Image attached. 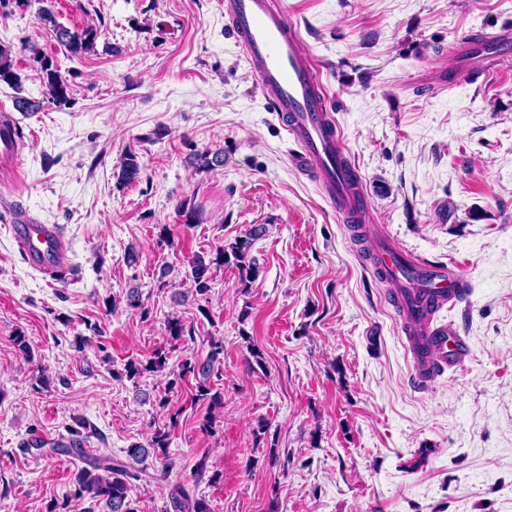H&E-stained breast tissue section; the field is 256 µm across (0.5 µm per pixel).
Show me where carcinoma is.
I'll use <instances>...</instances> for the list:
<instances>
[{"label":"carcinoma","mask_w":512,"mask_h":512,"mask_svg":"<svg viewBox=\"0 0 512 512\" xmlns=\"http://www.w3.org/2000/svg\"><path fill=\"white\" fill-rule=\"evenodd\" d=\"M40 7L37 10L39 25L49 32L58 43L66 48L70 60H79L94 50L99 37V31L93 26L81 28H68L58 22L55 12L49 6V0H37ZM33 60L39 64L43 82L47 88L48 99L57 106H66L70 102V84L61 69L53 59L42 53L38 48L30 47ZM11 47L0 44V84L19 86V77L14 70ZM141 166L135 153L125 155L118 179L124 184H129L138 179ZM263 233L262 225L252 226L245 236L237 237L224 248L217 251L216 256L210 259L198 255L191 263L193 288L199 295L205 294L209 288L210 278L208 272L212 265H234L244 282H252L259 275V267L256 260L249 257L252 241ZM222 352V344L219 341L211 342V352L206 363L196 366L190 361L182 364L180 379L201 374L207 378L214 370V363ZM167 354L157 351L146 363L130 362L124 367V376L133 380L145 372H156L165 367ZM194 400L207 403L208 407L216 408L223 404L219 391L212 390L204 383L196 386ZM170 433L166 428H158L154 431L147 444L134 445L127 450L129 462L115 463L106 459L88 460L85 466L78 469L74 489L71 498L76 501L103 502L107 512H137L131 507L128 499L131 481H138L146 475L145 463L153 459L162 465V470L167 471L172 466L169 460L168 447ZM165 512H210L208 504L202 498L190 495V488L186 484L177 482L173 484L168 493V504Z\"/></svg>","instance_id":"obj_1"}]
</instances>
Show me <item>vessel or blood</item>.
Instances as JSON below:
<instances>
[{"label": "vessel or blood", "instance_id": "vessel-or-blood-1", "mask_svg": "<svg viewBox=\"0 0 512 512\" xmlns=\"http://www.w3.org/2000/svg\"><path fill=\"white\" fill-rule=\"evenodd\" d=\"M230 29L245 51L271 111L279 113L297 146L292 164L318 175L325 199L348 221L362 223L368 198L345 153L330 114L331 102L321 71L305 49L286 11L274 0H224ZM512 44V29L493 37L460 38L459 54L448 68L449 84L498 77L496 46ZM22 143L12 113H0V170L19 168ZM10 231L30 263L51 279L65 272V240L57 226L16 217ZM370 263L393 288L391 302L403 318L413 369L421 380L463 364L468 356L458 328L436 325L435 314L460 299L464 281L452 262L429 261L401 247L383 232L375 233Z\"/></svg>", "mask_w": 512, "mask_h": 512}]
</instances>
